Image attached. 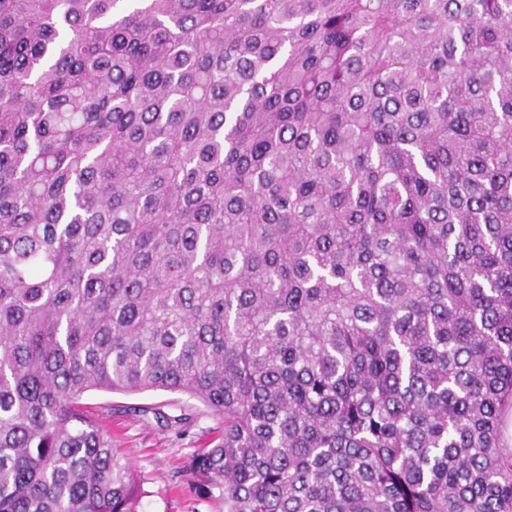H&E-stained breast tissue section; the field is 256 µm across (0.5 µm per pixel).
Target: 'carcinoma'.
Instances as JSON below:
<instances>
[{"label": "carcinoma", "instance_id": "cac0c4a2", "mask_svg": "<svg viewBox=\"0 0 512 512\" xmlns=\"http://www.w3.org/2000/svg\"><path fill=\"white\" fill-rule=\"evenodd\" d=\"M0 0V512H136L90 390L224 423V512H512V0Z\"/></svg>", "mask_w": 512, "mask_h": 512}]
</instances>
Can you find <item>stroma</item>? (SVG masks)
I'll use <instances>...</instances> for the list:
<instances>
[{"label": "stroma", "mask_w": 512, "mask_h": 512, "mask_svg": "<svg viewBox=\"0 0 512 512\" xmlns=\"http://www.w3.org/2000/svg\"><path fill=\"white\" fill-rule=\"evenodd\" d=\"M83 402L138 476L137 512H224L219 494L202 493L183 472L221 430L220 421L202 403L163 390L134 395L91 390ZM132 406L160 408L166 418L159 422L151 415L133 416L128 412Z\"/></svg>", "instance_id": "obj_1"}]
</instances>
